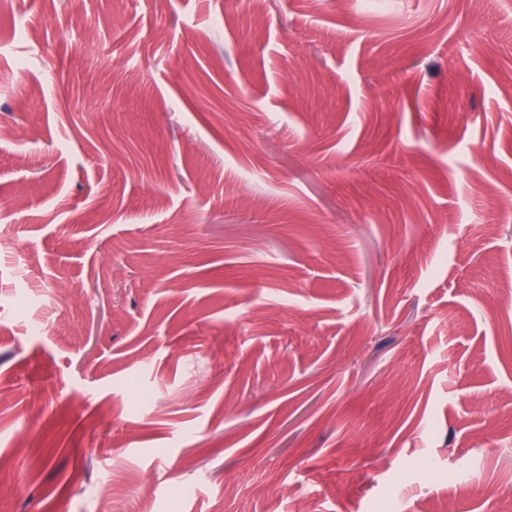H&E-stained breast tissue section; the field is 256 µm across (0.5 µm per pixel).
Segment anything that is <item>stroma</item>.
Returning <instances> with one entry per match:
<instances>
[{"label":"stroma","mask_w":512,"mask_h":512,"mask_svg":"<svg viewBox=\"0 0 512 512\" xmlns=\"http://www.w3.org/2000/svg\"><path fill=\"white\" fill-rule=\"evenodd\" d=\"M0 240V512L512 499V0H0Z\"/></svg>","instance_id":"stroma-1"}]
</instances>
